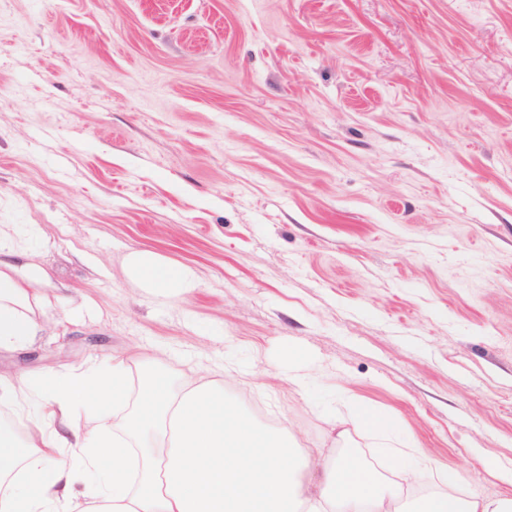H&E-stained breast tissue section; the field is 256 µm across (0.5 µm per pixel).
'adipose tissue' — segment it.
I'll list each match as a JSON object with an SVG mask.
<instances>
[{
  "label": "adipose tissue",
  "mask_w": 512,
  "mask_h": 512,
  "mask_svg": "<svg viewBox=\"0 0 512 512\" xmlns=\"http://www.w3.org/2000/svg\"><path fill=\"white\" fill-rule=\"evenodd\" d=\"M27 239L0 227V352L30 348L39 332L77 318L73 286L25 262ZM127 274L142 287L186 296L192 270L135 251ZM54 286L59 315L46 314ZM171 353L156 348L68 375L45 367L0 373V408L27 418L0 425V512H390L400 485L381 481L353 455L300 448L287 427L258 424L224 393L223 380L175 379ZM352 424L391 440L399 419L351 395ZM464 478L421 512H512V497H460Z\"/></svg>",
  "instance_id": "ef3b65f1"
}]
</instances>
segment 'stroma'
Segmentation results:
<instances>
[{"instance_id": "obj_1", "label": "stroma", "mask_w": 512, "mask_h": 512, "mask_svg": "<svg viewBox=\"0 0 512 512\" xmlns=\"http://www.w3.org/2000/svg\"><path fill=\"white\" fill-rule=\"evenodd\" d=\"M94 322L0 371L172 349L303 446L391 482L353 394L512 495V0H0V225ZM190 266L161 296L127 255ZM313 380H287L289 349Z\"/></svg>"}]
</instances>
